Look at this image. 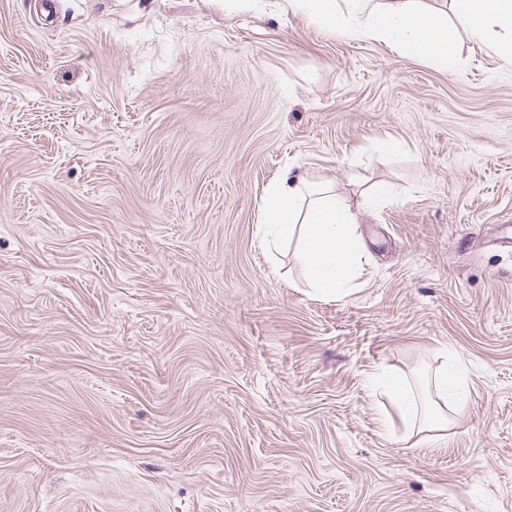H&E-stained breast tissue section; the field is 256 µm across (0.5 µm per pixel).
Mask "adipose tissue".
Instances as JSON below:
<instances>
[{"mask_svg":"<svg viewBox=\"0 0 512 512\" xmlns=\"http://www.w3.org/2000/svg\"><path fill=\"white\" fill-rule=\"evenodd\" d=\"M288 5L304 11L315 24L341 25L352 34L390 40L425 60L448 62L458 53V43L447 24L419 9L416 0H383L375 10L368 8L367 0H353V13L344 22L338 17L336 0H288ZM450 8L476 40L512 65V0H450ZM304 200L309 202L310 211L301 256L310 286L324 299L346 297L353 289L364 251L352 231L359 214L335 195L314 186L305 175L284 171L265 191L260 207L265 247L277 249L292 234ZM466 381L464 365L452 352H444L429 395L437 426H447L449 412L458 413L466 407ZM373 386L402 422L415 424L418 402L406 378L378 372Z\"/></svg>","mask_w":512,"mask_h":512,"instance_id":"ef3b65f1","label":"adipose tissue"}]
</instances>
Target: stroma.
<instances>
[{
	"mask_svg": "<svg viewBox=\"0 0 512 512\" xmlns=\"http://www.w3.org/2000/svg\"><path fill=\"white\" fill-rule=\"evenodd\" d=\"M442 65L287 0H0V512H512V67ZM362 206L313 294L259 205ZM450 348L419 454L378 408ZM305 196L310 197V211L301 256L310 286L323 299L344 298L354 290L352 282L364 251L352 231V226L359 224L360 212L314 186L305 175L288 169L264 192L259 224L265 229V247L277 250L280 242L293 233ZM440 355L443 357L441 365L433 374V392L429 395V406L435 417V421L426 423L424 429H428L432 425L444 428L450 423L448 419V386L454 388V403L452 411L461 412L467 405V397L465 394L467 372L464 365L455 357V355L446 350H442Z\"/></svg>",
	"mask_w": 512,
	"mask_h": 512,
	"instance_id": "1",
	"label": "stroma"
}]
</instances>
